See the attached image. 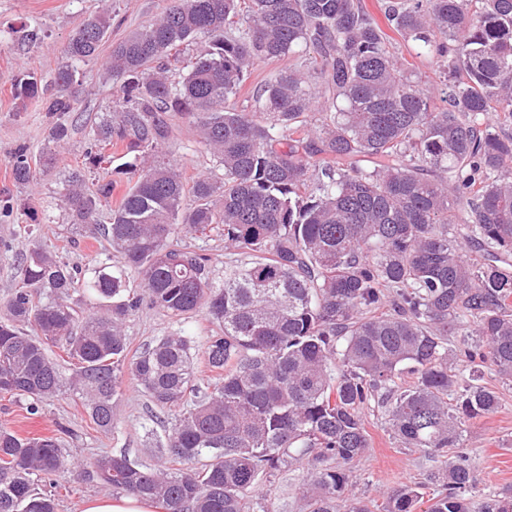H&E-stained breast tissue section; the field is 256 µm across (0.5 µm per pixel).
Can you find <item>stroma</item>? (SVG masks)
Masks as SVG:
<instances>
[{
  "label": "stroma",
  "instance_id": "35a3bbf8",
  "mask_svg": "<svg viewBox=\"0 0 512 512\" xmlns=\"http://www.w3.org/2000/svg\"><path fill=\"white\" fill-rule=\"evenodd\" d=\"M167 3L168 0H0V200L11 202L10 209H0V316L6 314L7 303L18 285L14 261L28 250L31 239L47 244L62 262L82 268L109 252L104 240L71 233L61 192L65 176L74 168H83L87 183L97 182L98 171L83 167L89 130L111 112L120 94L101 61L77 63L73 85L77 102L68 120L70 135L56 162L44 166L40 157L49 120L38 102L13 95V77L22 68L31 67L46 86H53L64 47L85 17L110 8L112 28L106 41L112 44L131 30L147 25ZM34 30L39 33L38 41L27 42L26 34ZM303 59L299 53L289 63L297 67ZM289 63L275 60L255 66L239 94L231 99V107L257 111L260 88ZM169 126L170 137L164 150L179 163L185 186H192L200 173L213 167V158L200 143L191 117L170 114ZM21 144L28 147L36 170L33 181L24 185L14 182L10 165L12 152ZM22 224L32 225L33 235L17 234L16 229ZM178 242L207 256L211 276L218 283L224 280L225 267L248 260L246 254L225 249L223 236L217 234L201 239L182 235ZM212 329L206 311L181 320L145 303L125 325L133 352L157 336L181 331L193 337L194 350L199 353ZM484 379L498 391L500 407L496 413L467 425L462 453L478 478L476 488L469 494L474 510L486 497L512 489V384L500 383L490 372L485 373ZM28 404V399L0 394V426L23 436L52 435L62 425L72 432L66 451L73 471L43 478L39 484L40 489L55 494L58 512H82L89 499L111 495V488L89 472L91 462L99 456L123 452L147 466L160 462L157 442L164 438V429L154 419L155 406L131 384L122 387L108 432L96 427L82 401L71 394L63 393L41 403L34 415ZM364 421L370 446L354 469L351 494L376 500L386 488L420 483L424 495L432 496L435 487L428 484L427 477L438 468V459L417 448L400 447L386 428L381 412H366ZM301 474L298 467L283 469L259 482L257 490L264 496L268 512H308L306 501L297 493Z\"/></svg>",
  "mask_w": 512,
  "mask_h": 512
}]
</instances>
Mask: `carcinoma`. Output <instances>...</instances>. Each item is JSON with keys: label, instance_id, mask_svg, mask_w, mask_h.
<instances>
[{"label": "carcinoma", "instance_id": "cac0c4a2", "mask_svg": "<svg viewBox=\"0 0 512 512\" xmlns=\"http://www.w3.org/2000/svg\"><path fill=\"white\" fill-rule=\"evenodd\" d=\"M381 10L417 55L447 61L444 107L361 0H169L103 58L122 96L85 164L104 176L90 188L72 170L64 199L71 229L94 227L119 260L81 270L39 243L21 255L0 318V392L37 403L67 389L103 431L126 377L154 406L180 407L160 449L185 467L102 455L93 467L113 490L163 512H267L259 477L301 462L311 512H338L375 406L401 447L444 459L435 481L445 490L425 512H471L477 478L448 449L463 446L466 422L500 406L484 369L512 383V134L495 130L512 119V0H386ZM111 27L107 9L81 23L56 93L33 71L13 80L15 96L51 119L47 164L68 137L73 62L99 59ZM200 34L209 49L175 76ZM299 47L312 50L305 69L265 84L260 113L228 105L256 64ZM172 112L194 119L214 160L188 192L163 153ZM108 146L116 153L104 157ZM11 166L15 182L33 178L27 146ZM116 176L127 188L103 224ZM181 232L220 233L251 260L218 284L206 255L173 243ZM470 246L487 260L465 258ZM78 284L107 315L75 308ZM145 300L178 319L208 311L203 354L218 378L206 391L181 332L129 356L125 322ZM461 331L471 341L456 352L448 337ZM459 356L474 365L464 386ZM70 469L60 437L0 428V512H57L32 476ZM382 498L379 512L422 502L412 484ZM481 512H512V497H489Z\"/></svg>", "mask_w": 512, "mask_h": 512}]
</instances>
